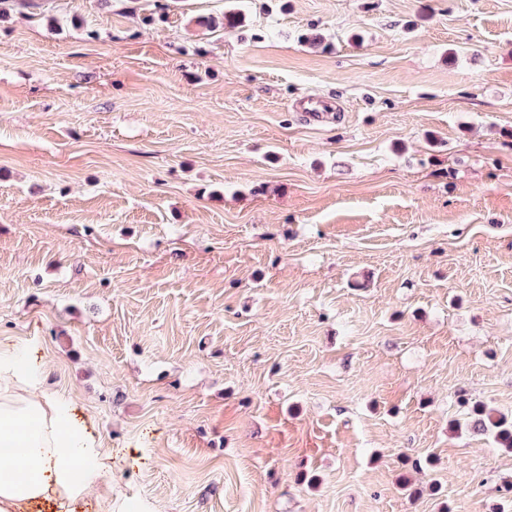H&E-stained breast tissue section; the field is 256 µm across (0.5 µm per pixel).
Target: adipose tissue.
Instances as JSON below:
<instances>
[{"label":"adipose tissue","instance_id":"adipose-tissue-1","mask_svg":"<svg viewBox=\"0 0 512 512\" xmlns=\"http://www.w3.org/2000/svg\"><path fill=\"white\" fill-rule=\"evenodd\" d=\"M111 468V453L73 401L48 386L29 345H0V512L46 503L69 512L95 491L106 512H154L105 491Z\"/></svg>","mask_w":512,"mask_h":512}]
</instances>
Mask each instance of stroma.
Instances as JSON below:
<instances>
[{
	"label": "stroma",
	"mask_w": 512,
	"mask_h": 512,
	"mask_svg": "<svg viewBox=\"0 0 512 512\" xmlns=\"http://www.w3.org/2000/svg\"><path fill=\"white\" fill-rule=\"evenodd\" d=\"M0 17V343L159 512H512V0ZM328 105L309 120L305 96ZM459 403L465 409L467 416L466 427L477 434H487L500 448L512 452V420L496 415L494 410L487 406L469 402L462 398Z\"/></svg>",
	"instance_id": "stroma-1"
}]
</instances>
